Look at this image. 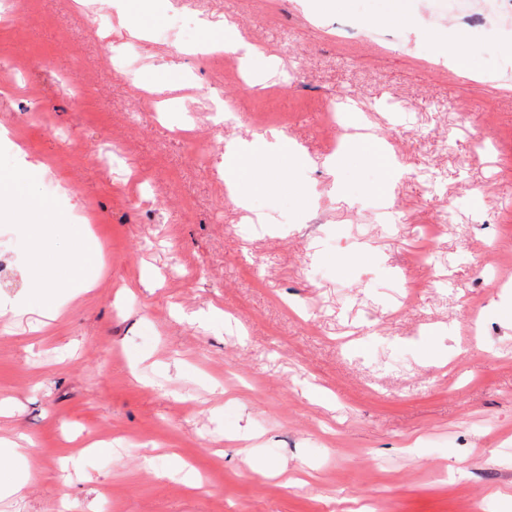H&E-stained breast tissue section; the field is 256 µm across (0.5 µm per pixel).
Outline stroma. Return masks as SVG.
Instances as JSON below:
<instances>
[{
  "mask_svg": "<svg viewBox=\"0 0 512 512\" xmlns=\"http://www.w3.org/2000/svg\"><path fill=\"white\" fill-rule=\"evenodd\" d=\"M200 9L237 25L244 38L279 58L278 71L242 86L234 59L224 64V98L236 112L271 115L267 124L228 128L252 139L286 129L307 152L304 162L271 158L272 189L251 198L267 217V235L237 240L243 214L224 202L222 152L199 160L163 125H135L134 103L120 78L100 81L84 114L79 161L56 170L47 161L60 142L44 138L29 117L24 143L0 138V169L32 166V191L48 178L47 201L63 223L83 224L86 200L97 201L91 230L105 269L93 288L43 321L19 312L31 270L30 225L0 220V239L15 249L0 283V439H28L33 469L22 489L0 497V512H512V25L490 16L458 46L479 79L456 71L431 46L435 33L463 30L448 0H403L407 22L386 19L390 0H200ZM173 9L140 0L137 15L151 39L138 43L134 78L152 77L174 60L165 33ZM167 77L199 133L212 121L196 92L203 65L183 59ZM356 105L369 135L395 136L402 162L439 176V192L466 225L444 242L448 286L423 289L398 320L385 299L391 261L425 278L413 259L426 241L409 234L384 240L372 213L383 192L398 203L394 221L429 224L435 211L420 179L390 181L362 155L337 172L322 160L336 138L321 116ZM484 143L471 153L473 135ZM123 144L121 168L104 173L92 154ZM152 173L170 213L132 200L124 176ZM316 216L325 247L307 255L299 229ZM360 224L375 244L358 256L348 242ZM310 259L318 279L299 274ZM493 273L473 288L475 264ZM159 273L146 288L141 267ZM343 286V312L365 332L347 344L315 335L280 305L311 309L326 286ZM372 300L356 311L360 296ZM478 309L483 329L465 315ZM211 314L203 328L190 314ZM401 364H379L381 337ZM111 454L89 453L90 438ZM179 459L208 483L189 488L172 467ZM276 461L307 483L254 471L250 460Z\"/></svg>",
  "mask_w": 512,
  "mask_h": 512,
  "instance_id": "obj_1",
  "label": "stroma"
}]
</instances>
